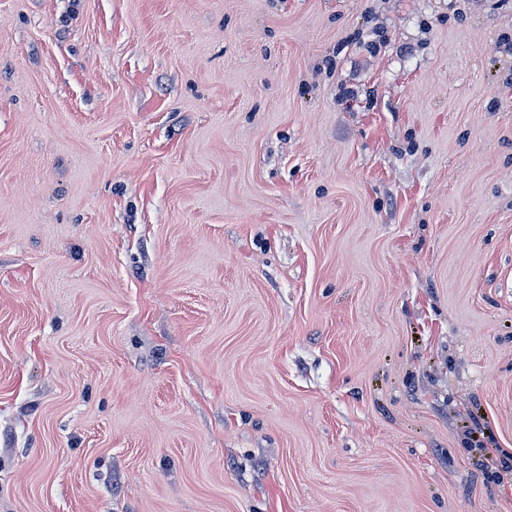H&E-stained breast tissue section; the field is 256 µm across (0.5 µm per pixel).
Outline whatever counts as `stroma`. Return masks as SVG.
<instances>
[{"instance_id":"obj_1","label":"stroma","mask_w":512,"mask_h":512,"mask_svg":"<svg viewBox=\"0 0 512 512\" xmlns=\"http://www.w3.org/2000/svg\"><path fill=\"white\" fill-rule=\"evenodd\" d=\"M512 0H0V512H512Z\"/></svg>"}]
</instances>
